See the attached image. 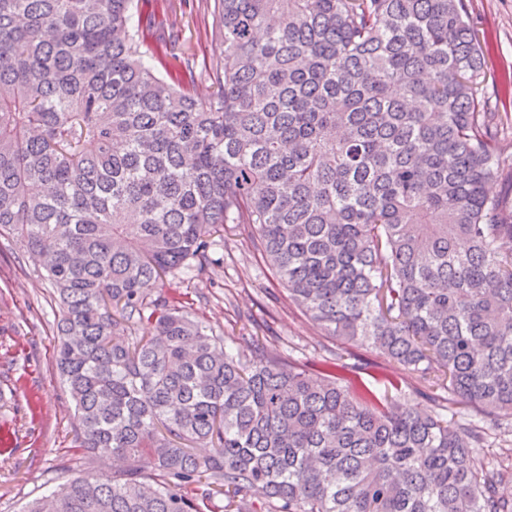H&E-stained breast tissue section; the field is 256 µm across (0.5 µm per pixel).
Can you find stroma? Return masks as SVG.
I'll list each match as a JSON object with an SVG mask.
<instances>
[{
    "mask_svg": "<svg viewBox=\"0 0 512 512\" xmlns=\"http://www.w3.org/2000/svg\"><path fill=\"white\" fill-rule=\"evenodd\" d=\"M470 23L486 60L484 93L496 111L512 113V0H467ZM218 0H168L159 30L193 65L196 96H210L209 75L224 53L212 36ZM224 242L199 278L182 275L165 285L167 296L188 299L192 313L225 346L249 352L256 338L303 363L341 353L346 363L371 374L377 357L362 345L327 336L292 304L246 229L225 225ZM57 306L43 269L7 234L0 236V512H21L71 476L108 472L112 462L74 448L79 419L56 368ZM480 458L500 475V496L512 498V420L484 427Z\"/></svg>",
    "mask_w": 512,
    "mask_h": 512,
    "instance_id": "35a3bbf8",
    "label": "stroma"
}]
</instances>
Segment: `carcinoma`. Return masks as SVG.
Listing matches in <instances>:
<instances>
[{
    "label": "carcinoma",
    "mask_w": 512,
    "mask_h": 512,
    "mask_svg": "<svg viewBox=\"0 0 512 512\" xmlns=\"http://www.w3.org/2000/svg\"><path fill=\"white\" fill-rule=\"evenodd\" d=\"M140 3L0 0V232L56 290L79 447L123 464L23 512H512L475 455L512 418V118L465 0H221L207 99ZM226 224L377 385L155 291ZM409 374L446 412L388 403Z\"/></svg>",
    "instance_id": "carcinoma-1"
}]
</instances>
